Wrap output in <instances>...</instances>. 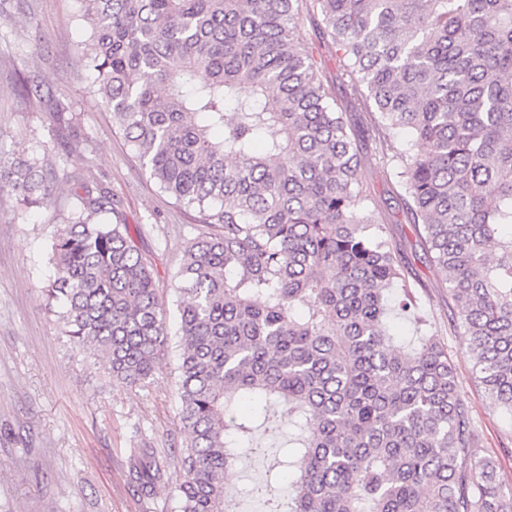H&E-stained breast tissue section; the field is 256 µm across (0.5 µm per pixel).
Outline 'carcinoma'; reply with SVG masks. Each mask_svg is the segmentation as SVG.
<instances>
[{
    "mask_svg": "<svg viewBox=\"0 0 512 512\" xmlns=\"http://www.w3.org/2000/svg\"><path fill=\"white\" fill-rule=\"evenodd\" d=\"M303 11L322 16L380 144L396 129L427 144L383 154L386 173L489 399L512 415V0H87L99 104L161 191L217 229L186 246L173 332L110 192L0 140V195L46 208L70 183L47 296L112 381L149 383L177 348L178 512H237L225 475L284 434L290 491L253 485L265 512H512L494 460L468 468L448 346H392L387 295L400 283L399 307H415L409 266L362 181L360 134L294 41ZM52 119L77 137L74 113ZM244 402L258 409L237 415ZM132 468L153 495L155 450L135 449Z\"/></svg>",
    "mask_w": 512,
    "mask_h": 512,
    "instance_id": "carcinoma-1",
    "label": "carcinoma"
}]
</instances>
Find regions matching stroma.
<instances>
[{
    "instance_id": "obj_1",
    "label": "stroma",
    "mask_w": 512,
    "mask_h": 512,
    "mask_svg": "<svg viewBox=\"0 0 512 512\" xmlns=\"http://www.w3.org/2000/svg\"><path fill=\"white\" fill-rule=\"evenodd\" d=\"M82 0H12L0 15V138L26 156L49 155L69 173L90 175L110 191L135 243L152 263L165 306L175 299L172 277L187 244L206 233L142 167L92 95V73L79 53L88 36ZM297 41L315 50L322 77L339 106L350 84L309 15ZM37 87L16 95L17 77ZM78 115L75 146L62 147L51 115ZM363 180L380 206L383 224L412 269L428 330L448 347L462 398L470 408L476 459L496 461L504 489H512V416L491 405L462 328L449 318L444 274L423 255L402 201L386 178L378 140H370ZM66 188L50 207L22 212L0 198V512H176L181 473L171 459L184 434L178 418L169 349L148 386L130 389L62 336L46 286L54 276L50 245L69 211ZM152 448L162 467L154 498H142L130 454Z\"/></svg>"
}]
</instances>
